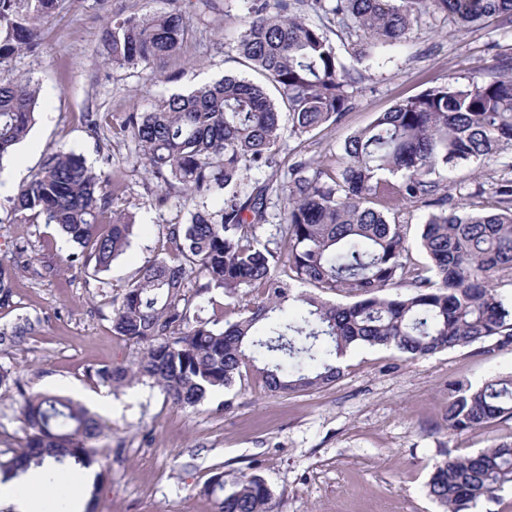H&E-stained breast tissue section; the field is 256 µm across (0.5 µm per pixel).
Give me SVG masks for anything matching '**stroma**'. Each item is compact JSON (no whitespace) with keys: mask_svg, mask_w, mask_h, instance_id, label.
<instances>
[{"mask_svg":"<svg viewBox=\"0 0 512 512\" xmlns=\"http://www.w3.org/2000/svg\"><path fill=\"white\" fill-rule=\"evenodd\" d=\"M167 7V0H67L43 25L37 54L0 65L2 80L38 83L42 108L52 113L0 173L19 185L49 154L75 152L95 170L121 175L112 207L137 224L127 253L97 279L77 266L62 269L72 245L54 225L14 221V192H0V259L20 261L0 329L26 319L34 325L20 345L0 351V365L15 372L23 391L79 400L100 417L104 433L94 443L92 469L104 479L95 512H214L204 488L218 473L228 480L261 476L278 512H443L425 491L434 465L512 441V419L448 433V385L512 371V347L490 340L412 361L390 348L364 347L348 355L341 379L326 387L272 393L251 372L194 409L172 404L147 381L113 390L96 379L97 368L130 364L142 351L113 335L112 301L146 260L170 256L163 225L222 204L215 195L165 193L135 166L136 145L121 132L122 121L227 74L259 78L234 49L245 17L241 0H183L192 38L157 78L106 61L103 38L115 13ZM500 52L512 54V26L487 20L462 28L444 13L424 16L404 42L378 48L362 64L365 79L352 109L305 142L307 157L334 158L377 113L448 79L468 82ZM48 265L58 275L45 276ZM100 394L111 396V408L97 404ZM28 435L18 394L0 396V453L23 447Z\"/></svg>","mask_w":512,"mask_h":512,"instance_id":"35a3bbf8","label":"stroma"}]
</instances>
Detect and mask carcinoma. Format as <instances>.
Segmentation results:
<instances>
[{
    "instance_id": "cac0c4a2",
    "label": "carcinoma",
    "mask_w": 512,
    "mask_h": 512,
    "mask_svg": "<svg viewBox=\"0 0 512 512\" xmlns=\"http://www.w3.org/2000/svg\"><path fill=\"white\" fill-rule=\"evenodd\" d=\"M63 0H0V65L39 51L41 24ZM152 14L112 19L106 57L152 75L180 52L188 29L177 0ZM446 12L463 26L496 18L512 25V0H246L235 38L238 55L279 93L226 76L187 94L130 112L120 126L140 162L168 192H217L222 207L195 209L184 224L164 227L173 254L145 261L112 306V332L143 346L134 367L103 366L105 386L148 379L174 404L195 407L231 387L242 369L263 374L268 391L292 393L343 375L337 360L353 349L386 346L410 359L498 338L512 346V305L491 282L512 278V178L492 184L494 208L467 210L468 185L449 188L441 172L474 160L498 161L512 145V56L502 55L466 84L448 82L381 112L344 142L338 165L325 167L286 149L283 131L301 143L350 110L363 74L344 62L328 32L349 38L356 61L407 38L427 12ZM317 17L315 24L310 16ZM39 88L28 77L0 81V160L28 134ZM292 161H279V152ZM121 181L91 170L81 155H48L12 199L18 221L54 224L93 275L126 254L135 224L111 212ZM429 209L419 247L428 265L411 261L403 207ZM112 219H107V214ZM268 235L262 239V235ZM275 242L286 247L278 268ZM16 269L0 260V308L10 305ZM317 294L292 292L291 282ZM224 296L236 318L205 315L209 294ZM254 294L246 305L243 297ZM355 298L336 304L324 294ZM29 322L0 331V348L30 334ZM30 430L23 448L0 460L17 478L48 460L88 468L98 418L59 396L18 391ZM512 419V373L480 385L448 386L444 421L450 434ZM512 489V442L439 463L427 494L445 512H468ZM217 512H275L273 493L257 475L226 490L220 475L205 487Z\"/></svg>"
}]
</instances>
